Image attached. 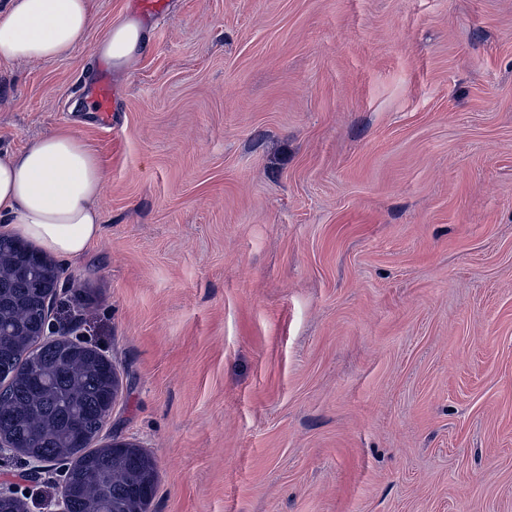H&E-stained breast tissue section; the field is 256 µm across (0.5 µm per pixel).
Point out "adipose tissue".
Listing matches in <instances>:
<instances>
[{
  "instance_id": "obj_1",
  "label": "adipose tissue",
  "mask_w": 512,
  "mask_h": 512,
  "mask_svg": "<svg viewBox=\"0 0 512 512\" xmlns=\"http://www.w3.org/2000/svg\"><path fill=\"white\" fill-rule=\"evenodd\" d=\"M90 24L88 0H7L0 8V61L65 58ZM142 46L140 27L129 20L111 27L94 53L120 68ZM105 178L97 156L67 127L0 154V234L61 259L81 255L101 234Z\"/></svg>"
}]
</instances>
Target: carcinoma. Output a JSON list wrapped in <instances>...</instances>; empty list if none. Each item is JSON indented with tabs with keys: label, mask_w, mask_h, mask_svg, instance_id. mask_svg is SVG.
Instances as JSON below:
<instances>
[{
	"label": "carcinoma",
	"mask_w": 512,
	"mask_h": 512,
	"mask_svg": "<svg viewBox=\"0 0 512 512\" xmlns=\"http://www.w3.org/2000/svg\"><path fill=\"white\" fill-rule=\"evenodd\" d=\"M44 265L30 246L0 238V438L25 457L64 466L69 512H114L129 502L143 509L155 492V481L139 482L149 458L92 447L117 398L112 363L67 337L39 342L53 297L41 284Z\"/></svg>",
	"instance_id": "cac0c4a2"
}]
</instances>
